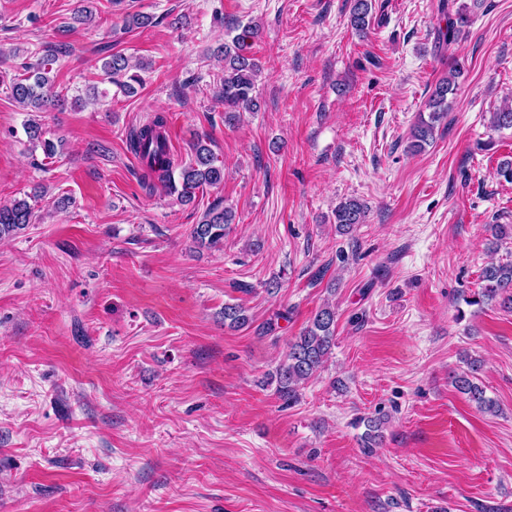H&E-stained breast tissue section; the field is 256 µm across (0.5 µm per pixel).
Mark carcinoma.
<instances>
[{
	"label": "carcinoma",
	"instance_id": "obj_1",
	"mask_svg": "<svg viewBox=\"0 0 512 512\" xmlns=\"http://www.w3.org/2000/svg\"><path fill=\"white\" fill-rule=\"evenodd\" d=\"M456 0H440L439 13L446 17V25L435 29L436 43L448 45L454 42L461 28L468 23L469 6L461 5L450 17V8ZM372 0H353L350 11V24L357 32H367L372 15ZM260 27L248 23L242 26L241 33L232 40L219 44L213 53L224 62V75L220 81L218 95L224 100V124L233 125L239 121L243 111H254L258 101L253 96L257 77L261 74L260 62L245 53L246 41L259 37ZM58 49L51 48L34 63L24 66V73L12 78L8 93L19 106L32 112L44 111L50 107H62L66 96L54 91L49 77V66L56 59ZM104 73L112 77L121 91L132 94L136 86L143 85L139 72L146 69L144 64L132 65L121 53L111 55L102 63ZM459 70L451 71L450 76L436 84L427 101L428 115H419L411 131L409 148L421 150L435 136L441 122L448 118V93L455 86V75ZM168 118L163 112H155L141 125L133 129L129 136L128 148L142 164L139 174L140 185L148 191L157 186L166 188L169 193L178 194L182 202L195 197L198 190L219 187L224 184V165L217 163L215 153L206 139L196 138L191 145V160L178 164L169 147L167 136ZM25 132L32 142L42 144L45 157L56 155L54 143L43 138L39 124L28 121ZM179 169V181L172 180L174 169ZM366 208L356 199H347L336 205L334 223L336 228L348 232L364 222ZM33 208L26 200L5 201L0 204V240L11 238L31 223ZM235 213L229 207L220 204L210 207L200 222L193 226L191 238L198 249H221L224 236L230 224L234 223ZM495 302L508 311H512V260L491 262L480 275L477 291L469 300L471 305ZM224 324L234 329L248 328L253 317L241 304H224ZM336 342V308L325 303L315 314L311 324L299 336L288 344V354L272 374L277 381L276 392L289 404L299 400L300 386L314 377L328 361L332 347ZM468 371L453 376L457 390L468 396L469 400L483 412L496 414L499 406L485 397L484 389L473 381L480 369V361H466ZM367 432L361 436L362 448L370 449L379 445L382 437V419L369 417L366 420Z\"/></svg>",
	"mask_w": 512,
	"mask_h": 512
}]
</instances>
